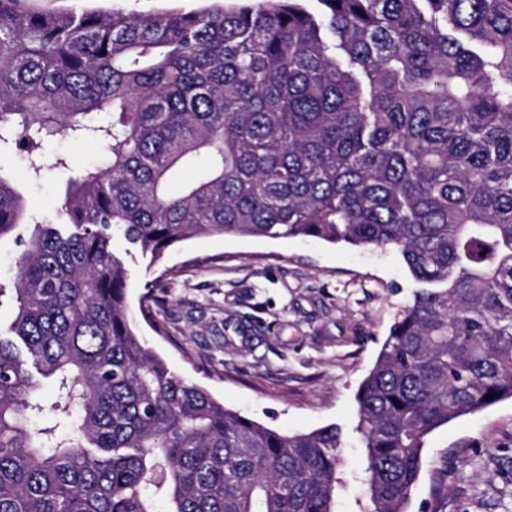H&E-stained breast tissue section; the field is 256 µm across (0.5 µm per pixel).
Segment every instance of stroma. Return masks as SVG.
I'll use <instances>...</instances> for the list:
<instances>
[{
	"mask_svg": "<svg viewBox=\"0 0 512 512\" xmlns=\"http://www.w3.org/2000/svg\"><path fill=\"white\" fill-rule=\"evenodd\" d=\"M108 5L128 12L182 11L202 0H30L39 11L80 12ZM29 208L57 220L64 178H32L18 153L4 162ZM113 250L130 271L128 304L138 328L178 375L225 407L281 432L329 424L343 431L334 512H367L365 448L355 430L356 394L416 284L400 254L348 249L314 239L194 237L161 264ZM163 277L155 333L140 319L147 283ZM407 512H512V399L452 420L422 451Z\"/></svg>",
	"mask_w": 512,
	"mask_h": 512,
	"instance_id": "1",
	"label": "stroma"
}]
</instances>
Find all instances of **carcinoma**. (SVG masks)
Wrapping results in <instances>:
<instances>
[{"instance_id": "cac0c4a2", "label": "carcinoma", "mask_w": 512, "mask_h": 512, "mask_svg": "<svg viewBox=\"0 0 512 512\" xmlns=\"http://www.w3.org/2000/svg\"><path fill=\"white\" fill-rule=\"evenodd\" d=\"M318 2L0 0V147L35 178L62 131L105 148L54 159V224L0 164V238L32 226L0 283V512H332L340 428L280 433L170 370L116 234L155 260L212 235L400 253L419 288L357 394L371 512H407L430 433L512 398V0ZM112 3V7H122L127 12H148L162 8H174L182 11H190L200 8L210 2L201 0H30L31 8L39 11H57L68 9L81 12L90 7H106ZM40 395L42 403L45 407L44 411L40 414H36L33 420L36 423H50L55 419V416L50 409L52 403H54L59 397L58 386L52 381H42L40 386Z\"/></svg>"}]
</instances>
